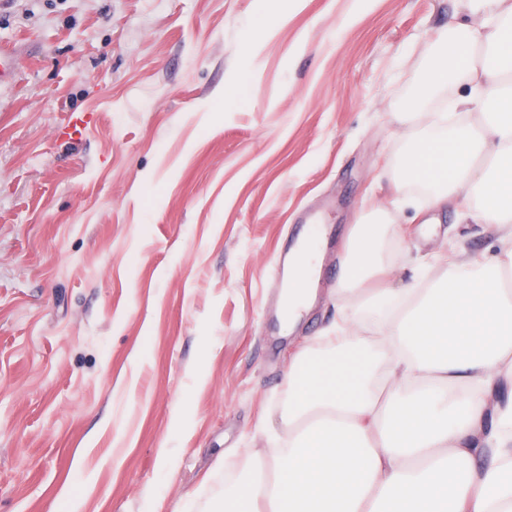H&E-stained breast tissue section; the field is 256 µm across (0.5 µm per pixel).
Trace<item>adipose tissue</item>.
I'll return each instance as SVG.
<instances>
[{"label":"adipose tissue","mask_w":512,"mask_h":512,"mask_svg":"<svg viewBox=\"0 0 512 512\" xmlns=\"http://www.w3.org/2000/svg\"><path fill=\"white\" fill-rule=\"evenodd\" d=\"M467 2L476 22L451 27L431 53L395 171L439 208L476 197L467 217L492 225L498 255L457 253L425 288H371L396 238L390 212L363 216L336 290L354 318L330 350H299L281 415L288 446L256 455L223 512H512V0ZM462 78L473 91L452 122L432 105ZM475 103L480 119L466 120ZM322 259L318 241L294 253L289 325L310 310Z\"/></svg>","instance_id":"obj_1"}]
</instances>
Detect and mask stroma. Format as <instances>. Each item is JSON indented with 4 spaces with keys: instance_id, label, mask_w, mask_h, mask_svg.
Returning <instances> with one entry per match:
<instances>
[{
    "instance_id": "1",
    "label": "stroma",
    "mask_w": 512,
    "mask_h": 512,
    "mask_svg": "<svg viewBox=\"0 0 512 512\" xmlns=\"http://www.w3.org/2000/svg\"><path fill=\"white\" fill-rule=\"evenodd\" d=\"M466 0H0V512H217L288 440V361L346 317L340 260L392 211L424 255L496 254L484 225L401 196L432 45ZM73 112L97 117L59 136ZM319 214L318 301L263 317ZM168 449L160 457L159 449Z\"/></svg>"
}]
</instances>
